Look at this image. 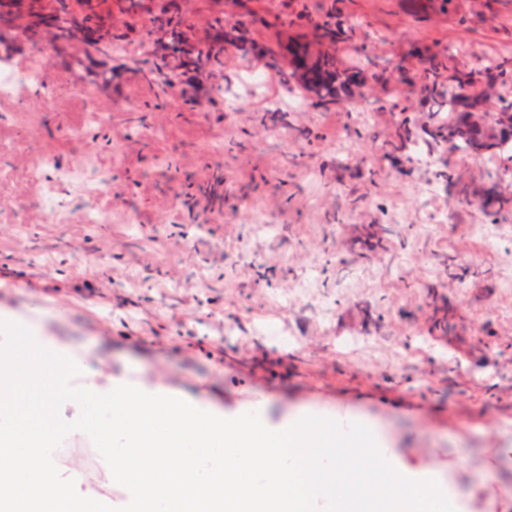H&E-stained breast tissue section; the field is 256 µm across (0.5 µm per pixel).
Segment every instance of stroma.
I'll list each match as a JSON object with an SVG mask.
<instances>
[{
  "mask_svg": "<svg viewBox=\"0 0 512 512\" xmlns=\"http://www.w3.org/2000/svg\"><path fill=\"white\" fill-rule=\"evenodd\" d=\"M201 3L215 22L192 33L196 44L222 47L227 24L244 27L272 76L290 69L292 48L311 61L329 52L326 32L338 28L352 51L337 66L363 80L344 103L312 92L268 109L240 83L251 55L221 72L203 55L139 52L154 0L107 30L94 56L66 34L48 48L19 39L15 67L43 59L57 83L46 111L0 102V130L19 143L0 153L11 178L0 190V307L38 309L102 370L229 415L264 399L273 424L304 406L375 420L403 469L438 468L465 490V512H512V238L492 236L512 224L508 164L439 145L428 171L408 151L434 123L412 73L451 42L458 67L511 57L512 0ZM121 43L131 52L112 53ZM159 57L198 77V102L142 78ZM103 70L111 88L74 95ZM364 100L367 124L347 110ZM161 109L170 119L153 126ZM207 163L223 168L226 189H197ZM76 165L84 183L60 185L58 170ZM462 167V184L449 182ZM461 187L471 206H454ZM52 195L66 216L43 207ZM490 195L498 210L483 207ZM250 201L274 230L257 237L239 221ZM103 206L106 222L89 223ZM433 213L448 219L427 223ZM56 458L82 491L126 500L90 440L63 441Z\"/></svg>",
  "mask_w": 512,
  "mask_h": 512,
  "instance_id": "stroma-1",
  "label": "stroma"
}]
</instances>
